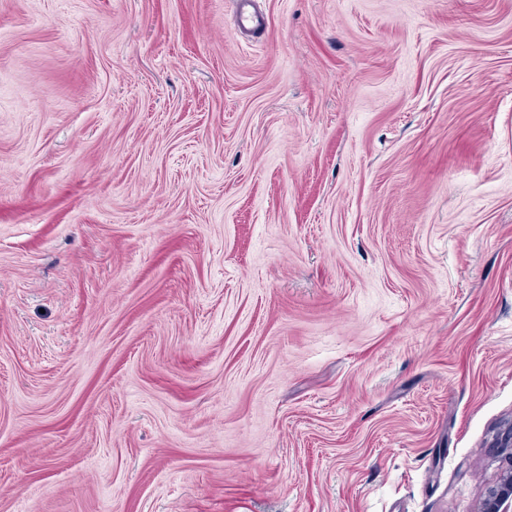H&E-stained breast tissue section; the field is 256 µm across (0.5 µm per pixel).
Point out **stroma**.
Listing matches in <instances>:
<instances>
[{
  "mask_svg": "<svg viewBox=\"0 0 512 512\" xmlns=\"http://www.w3.org/2000/svg\"><path fill=\"white\" fill-rule=\"evenodd\" d=\"M0 0V512H478L512 422V0Z\"/></svg>",
  "mask_w": 512,
  "mask_h": 512,
  "instance_id": "stroma-1",
  "label": "stroma"
}]
</instances>
